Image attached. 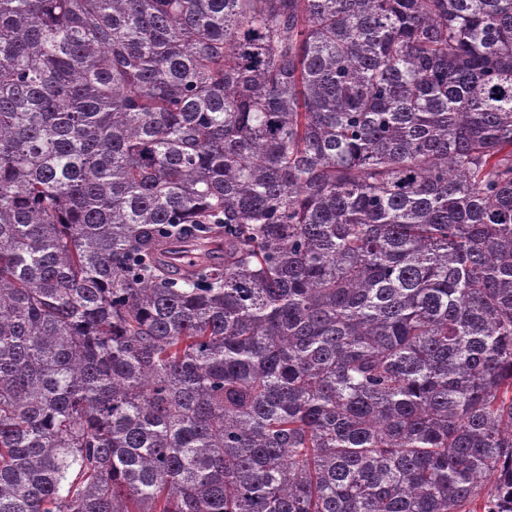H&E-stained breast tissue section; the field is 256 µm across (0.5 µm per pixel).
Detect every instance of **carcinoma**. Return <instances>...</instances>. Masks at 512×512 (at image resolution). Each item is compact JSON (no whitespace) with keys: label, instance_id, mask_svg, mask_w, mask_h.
I'll use <instances>...</instances> for the list:
<instances>
[{"label":"carcinoma","instance_id":"carcinoma-1","mask_svg":"<svg viewBox=\"0 0 512 512\" xmlns=\"http://www.w3.org/2000/svg\"><path fill=\"white\" fill-rule=\"evenodd\" d=\"M481 497L512 0H0V512Z\"/></svg>","mask_w":512,"mask_h":512}]
</instances>
